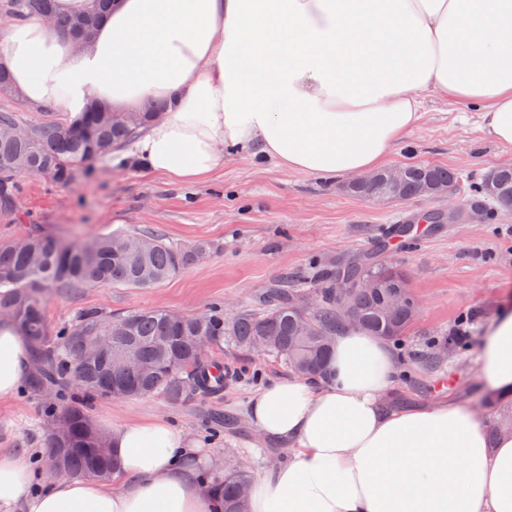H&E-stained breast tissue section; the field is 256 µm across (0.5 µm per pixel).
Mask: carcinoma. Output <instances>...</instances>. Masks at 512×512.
I'll list each match as a JSON object with an SVG mask.
<instances>
[{"label": "carcinoma", "mask_w": 512, "mask_h": 512, "mask_svg": "<svg viewBox=\"0 0 512 512\" xmlns=\"http://www.w3.org/2000/svg\"><path fill=\"white\" fill-rule=\"evenodd\" d=\"M112 0H91L82 14L89 34H94ZM8 10L18 17L53 15L55 0H9ZM95 105L71 124L44 122L27 138L0 139V209H13L21 192L23 176H37L46 165L56 167L57 183L70 182L81 164H88L130 139L157 119L165 109L161 101L144 111L113 114V121L100 119ZM401 193H392L379 171L377 181L349 188V194L366 199L409 200L421 196L425 182L456 187L458 172L437 165L405 164ZM471 203L485 206L512 205V167L491 171L466 184ZM213 244L198 240L184 245L156 232L130 235L115 230L87 241H68L49 234L25 235L0 243V314L20 328L34 350L37 371L30 384L36 392L54 386L57 396L46 405L45 418L65 416L68 427L62 436L45 437V458L51 449H62L64 476L78 477L112 471L115 459L98 452L102 432L93 425L88 408L100 398L161 396L181 405L224 390L228 375L224 362L210 349L229 343L241 351H254L265 339L267 354L300 376L327 373L331 338L345 328L336 288L351 285L360 277L375 279L380 288L351 291V301L361 317V328L384 338H401L416 318V311L401 308L386 319L380 313L383 299L392 292L410 291L406 274L381 264H345L336 270L322 269L314 281L281 279L262 307L226 313L216 305L197 315L167 309H137L106 317L86 310L68 324L51 331L43 300L53 290L76 286L119 285L154 288L180 270L207 258ZM111 337L112 354L81 363L82 382L69 396L64 386L71 382L77 348L93 336ZM127 348L137 350L143 366L140 374L114 376L111 355ZM253 475L245 467L230 465L221 488L219 512H246L240 489L251 484Z\"/></svg>", "instance_id": "cac0c4a2"}]
</instances>
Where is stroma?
<instances>
[{
  "instance_id": "obj_1",
  "label": "stroma",
  "mask_w": 512,
  "mask_h": 512,
  "mask_svg": "<svg viewBox=\"0 0 512 512\" xmlns=\"http://www.w3.org/2000/svg\"><path fill=\"white\" fill-rule=\"evenodd\" d=\"M408 162L475 177L512 165V146L487 137L470 105L431 95L422 103L417 125L387 159L391 167ZM89 168V175L63 186L38 176L24 178L18 213L0 212V241L30 232L80 241L115 230L157 231L186 245L205 239L217 250L154 288L101 285L52 292L45 316L54 326L88 309L119 314L163 308L192 315L217 300L234 312L255 308L278 278L359 260L372 251L383 229L403 216L448 208L442 197L356 198L346 192L345 180L285 171L272 162L258 166L235 154L225 159L222 174L192 186L116 153ZM382 259L408 276L420 305L406 337L390 344L403 372L401 391L413 405L448 399L473 403L485 427H493L498 414L485 402L477 357L496 312L512 306V209L483 224L463 219L435 225L413 243L394 241ZM462 330L466 341L455 344L441 368L428 370L427 339L445 340ZM223 358L231 377L220 395L183 406L159 396L106 398L92 404L89 414L97 424L116 426L169 418L224 464L244 463L259 473L276 465L283 452L249 423L247 407L267 383L287 378L288 370L271 356L230 347ZM43 410L42 395L25 384L14 398L0 401V452L41 455Z\"/></svg>"
}]
</instances>
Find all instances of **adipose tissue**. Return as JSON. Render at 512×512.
Returning <instances> with one entry per match:
<instances>
[{
    "label": "adipose tissue",
    "instance_id": "1",
    "mask_svg": "<svg viewBox=\"0 0 512 512\" xmlns=\"http://www.w3.org/2000/svg\"><path fill=\"white\" fill-rule=\"evenodd\" d=\"M0 67L24 101L68 122L94 101L121 113L167 101L135 156L184 184L238 151L328 177L381 167L430 94L466 101L512 146V0H112L79 48L43 19L8 23ZM30 364L0 320V399ZM480 371L512 396L511 310L489 327ZM398 382L387 343L347 328L326 379L254 394L251 423L289 450L255 477L248 512H512V433L489 443L462 403L391 407ZM106 433L119 487L39 481L28 455L0 453V512H215L212 455L184 428L155 418Z\"/></svg>",
    "mask_w": 512,
    "mask_h": 512
}]
</instances>
